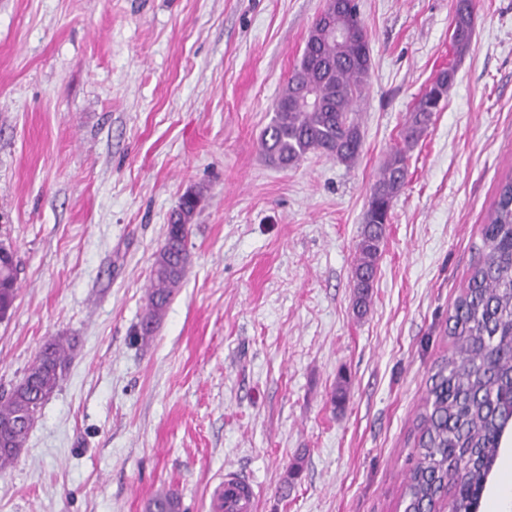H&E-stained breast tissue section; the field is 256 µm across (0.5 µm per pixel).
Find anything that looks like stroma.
Segmentation results:
<instances>
[{
    "label": "stroma",
    "mask_w": 512,
    "mask_h": 512,
    "mask_svg": "<svg viewBox=\"0 0 512 512\" xmlns=\"http://www.w3.org/2000/svg\"><path fill=\"white\" fill-rule=\"evenodd\" d=\"M474 3L459 57L454 0H359L361 154L281 170L260 135L325 0H0V240L20 283L0 390L47 339L77 341L0 512H145L169 488L211 512L229 468L256 512H404L448 313L512 176V0ZM450 65L357 315L370 187ZM191 188L188 272L145 341L154 255Z\"/></svg>",
    "instance_id": "35a3bbf8"
}]
</instances>
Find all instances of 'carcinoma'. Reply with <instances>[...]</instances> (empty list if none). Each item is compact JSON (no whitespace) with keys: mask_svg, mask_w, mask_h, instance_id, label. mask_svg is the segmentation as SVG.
Listing matches in <instances>:
<instances>
[{"mask_svg":"<svg viewBox=\"0 0 512 512\" xmlns=\"http://www.w3.org/2000/svg\"><path fill=\"white\" fill-rule=\"evenodd\" d=\"M338 21L346 30L338 42L316 17L303 52L273 108L260 138L269 163L288 168L311 153L346 166L362 149L356 118L372 69L371 46L355 0H339ZM474 0H458L452 18V45L464 54L473 34ZM455 69L441 70L415 100L402 135L391 148L370 188L353 268L356 307L369 304L392 202L406 184L409 151L427 131L447 100ZM315 88L319 103L298 105L303 91ZM201 193L186 191L171 214L163 244L155 253L146 291L141 335L151 336L185 279L186 243ZM479 258L466 286L448 313L450 349L430 377L423 409L416 416L419 461L406 478L404 512H434L453 488L452 512H476L479 494L512 427V178L502 181L481 231ZM19 290L18 261L0 243V318L13 308ZM75 343L51 339L43 344L22 380L0 394V472L12 467L44 402L59 387ZM146 512H184L179 495L161 491Z\"/></svg>","mask_w":512,"mask_h":512,"instance_id":"carcinoma-1","label":"carcinoma"}]
</instances>
